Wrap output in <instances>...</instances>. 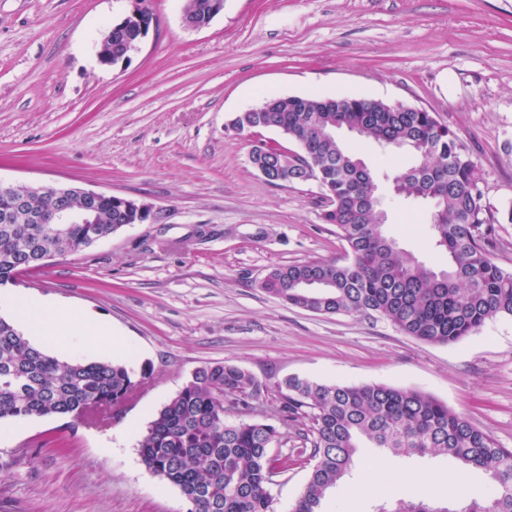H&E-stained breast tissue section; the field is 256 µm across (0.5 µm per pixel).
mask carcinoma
I'll list each match as a JSON object with an SVG mask.
<instances>
[{
	"label": "carcinoma",
	"mask_w": 512,
	"mask_h": 512,
	"mask_svg": "<svg viewBox=\"0 0 512 512\" xmlns=\"http://www.w3.org/2000/svg\"><path fill=\"white\" fill-rule=\"evenodd\" d=\"M267 112H241L240 131L259 122L283 132L319 165L316 181L330 197L323 214L346 243L347 258L271 268L259 282L267 294L315 314L382 319L406 336L448 345L474 335L487 320L512 316V270L493 252L494 220L482 204L483 175L456 134L432 112L366 97L315 94L266 99ZM325 124L361 129V139L404 148L414 165L399 168L395 196L430 204L428 231L448 254L435 271L399 250L383 229L377 175L354 176L357 148L312 140ZM102 223H0V286L34 272L30 251L64 256L117 232L129 220L119 202H104ZM314 277L319 284L301 288ZM147 379L122 361L62 362L35 347L0 317V421L68 415L102 422L101 414L129 401ZM276 423L257 419L263 400ZM235 414L239 421H230ZM367 441L393 456L443 454L484 471L490 492L467 486L459 512H512V448L468 417L416 389L327 384L299 376L270 386L246 369L215 362L196 369L158 411L139 445L142 463L178 488L188 512H273L271 477L291 461L310 466L293 512H322L327 492L348 474ZM287 448L272 455L274 446ZM381 512H448L412 493Z\"/></svg>",
	"instance_id": "1"
}]
</instances>
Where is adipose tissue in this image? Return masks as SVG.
<instances>
[{
	"label": "adipose tissue",
	"instance_id": "ef3b65f1",
	"mask_svg": "<svg viewBox=\"0 0 512 512\" xmlns=\"http://www.w3.org/2000/svg\"><path fill=\"white\" fill-rule=\"evenodd\" d=\"M0 308L9 311L33 340L63 354H80L94 341H106L113 354L129 353L127 340L111 325L88 313H74L44 298L0 292Z\"/></svg>",
	"mask_w": 512,
	"mask_h": 512
}]
</instances>
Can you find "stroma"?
Segmentation results:
<instances>
[{
    "label": "stroma",
    "instance_id": "35a3bbf8",
    "mask_svg": "<svg viewBox=\"0 0 512 512\" xmlns=\"http://www.w3.org/2000/svg\"><path fill=\"white\" fill-rule=\"evenodd\" d=\"M158 25L139 50L101 64L104 29L131 0H0V183L69 184L150 209L90 248L54 258L14 290L106 319L147 382L105 423L7 419L0 512H187L138 447L158 409L208 363L268 384L384 383L425 391L512 448V317L457 343H425L390 323L314 314L257 286L276 265L344 260L314 181L275 186L249 161L237 113L271 96H358L434 112L467 147L512 270V0H224L190 31L184 0H150ZM398 248L428 267L448 255L425 230L426 205L385 209ZM115 438L100 448L101 436ZM323 512H373L380 488L416 476L448 504L458 465L362 448ZM224 0L212 1L208 11L205 14H188L183 12L182 23L188 30H200L207 27L214 17L218 16L224 10Z\"/></svg>",
    "mask_w": 512,
    "mask_h": 512
}]
</instances>
